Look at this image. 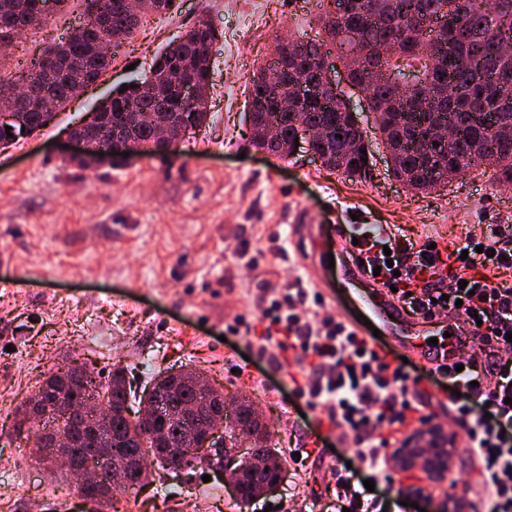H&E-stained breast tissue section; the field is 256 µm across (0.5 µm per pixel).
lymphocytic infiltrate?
<instances>
[{
    "mask_svg": "<svg viewBox=\"0 0 512 512\" xmlns=\"http://www.w3.org/2000/svg\"><path fill=\"white\" fill-rule=\"evenodd\" d=\"M367 269H379V282L395 286L405 310L414 315L462 316L469 335L499 353L493 375L476 357L459 356L462 371L439 368L448 382L453 419L465 432L464 448L478 479L472 489L485 512H512V287L494 275L512 270V226L499 225L488 237H471L449 251L417 244L377 224L353 228ZM318 293L297 280L265 291L260 319L262 345L292 353L309 372L296 386L312 409L326 411L333 426L353 440L355 454L372 477L386 475L388 431L416 418L432 424L435 413L407 396L409 375L403 361L390 362L342 322L320 316ZM329 495L350 512H385L384 499L357 489L348 469H337Z\"/></svg>",
    "mask_w": 512,
    "mask_h": 512,
    "instance_id": "obj_1",
    "label": "lymphocytic infiltrate"
}]
</instances>
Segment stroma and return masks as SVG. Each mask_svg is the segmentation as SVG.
Returning <instances> with one entry per match:
<instances>
[{"label":"stroma","mask_w":512,"mask_h":512,"mask_svg":"<svg viewBox=\"0 0 512 512\" xmlns=\"http://www.w3.org/2000/svg\"><path fill=\"white\" fill-rule=\"evenodd\" d=\"M316 0H176L151 14L115 50L92 90L59 111L29 139L0 151V512H95L65 494L69 473H50L30 458L32 437L14 419L55 364L75 362L96 380L125 368L134 388L170 367L195 368L223 391L226 408L248 396L280 452L323 435L330 456L305 467L285 461L280 487L255 504L301 512L325 497L334 468L355 461L351 442L328 429L294 393L302 368L275 350L257 354L227 323L258 310L264 288L306 277V227L358 219L386 224L439 246L512 225V190L474 173L435 190H414L388 174L387 152L365 101H355L374 154L373 176L352 181L323 168L306 150L289 160L249 143L246 89L268 59L275 36L325 42ZM80 0L42 28L16 39L0 71L19 75L35 51L83 22ZM211 24V84L205 126L183 135L168 160L143 157L83 171L65 163V131L125 81L144 75L153 56L199 23ZM254 257L257 270L244 262ZM219 476L189 466L154 468L146 488L116 489L109 512H234Z\"/></svg>","instance_id":"1"}]
</instances>
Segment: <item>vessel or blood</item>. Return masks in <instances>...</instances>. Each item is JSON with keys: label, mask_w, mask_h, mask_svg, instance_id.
I'll list each match as a JSON object with an SVG mask.
<instances>
[{"label": "vessel or blood", "mask_w": 512, "mask_h": 512, "mask_svg": "<svg viewBox=\"0 0 512 512\" xmlns=\"http://www.w3.org/2000/svg\"><path fill=\"white\" fill-rule=\"evenodd\" d=\"M352 250L348 232L344 227H337L333 257L336 263V279L341 287L337 291H330L314 275L309 278L310 284L319 290L322 297L327 298L334 294L346 298L354 313L345 316V323L354 333L379 349L381 355L398 352L414 354L423 360L426 369L432 370L440 366L436 348L417 344L418 339L426 335L432 323L431 318L422 315L406 317L400 301L383 286H375L369 293L360 290L359 282L367 280L368 275L355 258H352Z\"/></svg>", "instance_id": "obj_1"}]
</instances>
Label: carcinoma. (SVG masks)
Returning <instances> with one entry per match:
<instances>
[{
  "label": "carcinoma",
  "instance_id": "obj_1",
  "mask_svg": "<svg viewBox=\"0 0 512 512\" xmlns=\"http://www.w3.org/2000/svg\"><path fill=\"white\" fill-rule=\"evenodd\" d=\"M38 0H0V42L13 40L19 30L41 27L48 14L37 9ZM349 13H336V0H318L319 22L330 41L345 53L348 89L335 93L320 86L319 62L322 45L304 42L297 55L282 40L272 47V60L252 79L245 113L250 127V145L275 153L283 160L294 155L293 144L302 125L318 127L324 138L314 144L321 164L345 177L372 178L373 153L366 131L345 111L354 92L365 94L368 111L389 153V172L415 190L437 189L464 174L492 169L496 185L512 189V52L500 47V26L512 18V0H356ZM443 21L444 30L421 34L411 46L407 38L411 20ZM141 18L130 13L128 0H102L99 20L83 28L65 51V64L51 77L42 72V57L53 54L57 45L34 56L26 72L17 77L36 90L26 103L24 120L34 132L45 127L50 117L44 99L62 107L70 86L101 77L112 61L94 55L90 47L99 40L118 46L139 27ZM216 31L200 23L180 40L171 42L156 55L149 67L155 75V92L143 84L112 90L98 108V121L105 131H124L153 145L156 155L168 158L164 140L154 128L141 123L146 110L158 119L186 121L196 128L204 124L207 110L186 104L179 88L194 80L206 86L211 72L212 45ZM419 63L424 78L412 86L400 80L401 66ZM298 81L320 87L318 97L288 101L289 88ZM342 138H337V135ZM367 161H362V158ZM75 368H60L45 377L26 413L42 425L43 439L32 449L37 463H53V440L63 436L77 458L92 453L91 436L102 428L112 437V457L124 459L131 485L141 488L139 459L152 455L163 470L195 462L219 465L218 451L188 454L191 445L201 447L202 434H187L193 422L180 414L159 426L131 416V387L124 371L112 369L107 384L87 375L78 382ZM166 398L176 405H204L198 423L224 417V393L204 395L193 369L179 368L158 376L142 399L150 404ZM230 438L248 440L245 454L262 459L263 466L241 463L237 482L242 491L237 505L243 507L264 493V488L283 473L278 452L270 443L266 424L252 405L239 397L236 414L228 421Z\"/></svg>",
  "mask_w": 512,
  "mask_h": 512
}]
</instances>
